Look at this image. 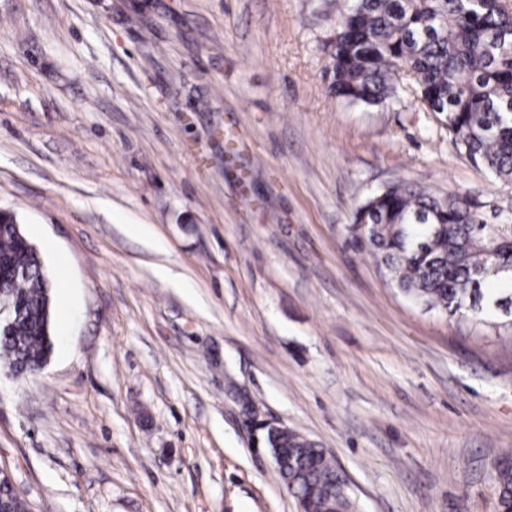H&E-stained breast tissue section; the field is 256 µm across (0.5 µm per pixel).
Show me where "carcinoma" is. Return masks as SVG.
<instances>
[{"label": "carcinoma", "instance_id": "cac0c4a2", "mask_svg": "<svg viewBox=\"0 0 512 512\" xmlns=\"http://www.w3.org/2000/svg\"><path fill=\"white\" fill-rule=\"evenodd\" d=\"M328 42V90L379 105L411 90L448 131L456 153L512 183V3L508 0H339ZM470 194L440 198L404 181L355 209L350 244L373 255L409 302L512 334V211L495 224ZM0 212V293L14 302L0 324V361L19 374L54 349L51 284L36 247ZM286 489L307 512H351L346 480L297 433L275 435ZM499 512H512V456L495 466ZM0 509L24 503L0 480Z\"/></svg>", "mask_w": 512, "mask_h": 512}]
</instances>
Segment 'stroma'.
Segmentation results:
<instances>
[{"label":"stroma","mask_w":512,"mask_h":512,"mask_svg":"<svg viewBox=\"0 0 512 512\" xmlns=\"http://www.w3.org/2000/svg\"><path fill=\"white\" fill-rule=\"evenodd\" d=\"M335 0H0V210L55 348L0 368L31 512H299L243 415L324 448L354 512H498L512 338L407 301L347 246L392 181L512 185L413 95L329 94Z\"/></svg>","instance_id":"stroma-1"}]
</instances>
